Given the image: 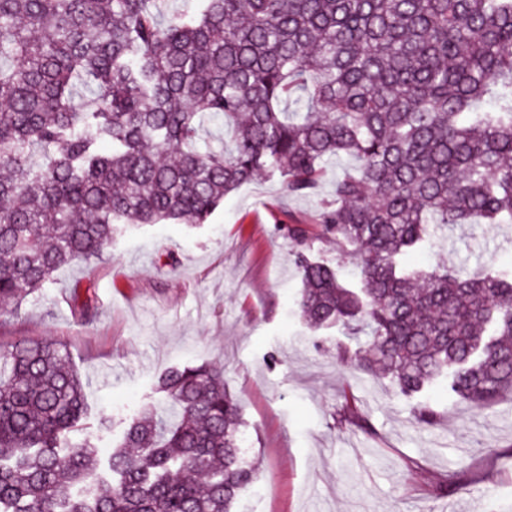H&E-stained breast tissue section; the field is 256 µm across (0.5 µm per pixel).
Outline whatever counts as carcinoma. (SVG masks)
I'll list each match as a JSON object with an SVG mask.
<instances>
[{
    "label": "carcinoma",
    "instance_id": "carcinoma-1",
    "mask_svg": "<svg viewBox=\"0 0 512 512\" xmlns=\"http://www.w3.org/2000/svg\"><path fill=\"white\" fill-rule=\"evenodd\" d=\"M0 0V304L100 260L129 226L204 224L259 176L316 194L282 224L297 307L336 364L411 397L512 393V268L400 257L448 224H512V0ZM353 257L355 288L313 256ZM122 422L112 481L72 488L85 385L51 340L0 349V512H232L253 483L224 366L162 373Z\"/></svg>",
    "mask_w": 512,
    "mask_h": 512
}]
</instances>
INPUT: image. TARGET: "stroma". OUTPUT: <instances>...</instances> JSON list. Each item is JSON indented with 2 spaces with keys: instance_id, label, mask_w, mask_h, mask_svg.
<instances>
[{
  "instance_id": "stroma-1",
  "label": "stroma",
  "mask_w": 512,
  "mask_h": 512,
  "mask_svg": "<svg viewBox=\"0 0 512 512\" xmlns=\"http://www.w3.org/2000/svg\"><path fill=\"white\" fill-rule=\"evenodd\" d=\"M343 164L316 195L283 199L279 181L259 179L227 195L209 221L128 230L112 253L59 271L20 310L0 305V348L20 339L64 345L87 378L89 415L72 440L107 448L119 428L100 416L126 415L155 399L157 377L186 363L220 362L240 400L247 455L258 481L233 512H512V396L489 408L456 401L434 386L400 396L389 379L336 366V330L310 328L296 314L301 281L286 218L313 223ZM433 248L411 256L481 272L512 266V226L458 224L435 231ZM173 251L177 268L160 266ZM91 290L96 317L74 322L69 298ZM354 406L375 428L345 423ZM427 405L436 426L419 424ZM456 474L468 494L442 493Z\"/></svg>"
}]
</instances>
